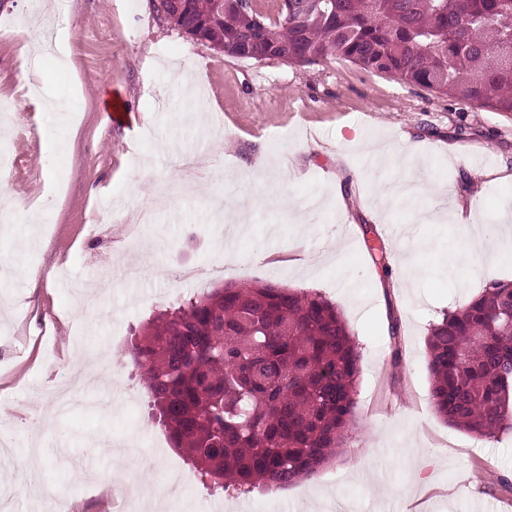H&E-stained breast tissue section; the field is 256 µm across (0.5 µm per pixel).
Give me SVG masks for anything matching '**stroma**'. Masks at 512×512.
<instances>
[{
	"label": "stroma",
	"mask_w": 512,
	"mask_h": 512,
	"mask_svg": "<svg viewBox=\"0 0 512 512\" xmlns=\"http://www.w3.org/2000/svg\"><path fill=\"white\" fill-rule=\"evenodd\" d=\"M54 2L0 0L1 21H50L63 33L67 64L41 65V95L78 121L26 97L20 45L1 35L0 104L16 120L0 146L14 160L5 178L17 206L0 218V512H47L23 463L34 448L40 475L77 512H146L148 498L156 512H512V432L488 446L436 415L425 344L444 312L488 280L512 279V185L494 181L512 168V112L339 57H230L174 27L153 0H65L58 13ZM357 132L391 145L398 166H370ZM262 157L272 163L263 183H246ZM161 182L174 190L170 207L127 239L123 225ZM475 196L476 224L503 254L452 276L445 257L458 229L418 223L414 211ZM94 224L111 227V242L93 237ZM212 264L197 289L178 275ZM250 279L339 308L361 348L359 425L314 477L228 496L185 483L193 468L149 417L128 349L168 303ZM88 366L100 386L55 416L57 391ZM105 438L142 448L139 489L123 492L131 467Z\"/></svg>",
	"instance_id": "stroma-1"
}]
</instances>
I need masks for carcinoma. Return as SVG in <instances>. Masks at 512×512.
<instances>
[{
	"label": "carcinoma",
	"mask_w": 512,
	"mask_h": 512,
	"mask_svg": "<svg viewBox=\"0 0 512 512\" xmlns=\"http://www.w3.org/2000/svg\"><path fill=\"white\" fill-rule=\"evenodd\" d=\"M185 0L178 28L220 52L339 56L465 103L512 112V0ZM430 396L448 425L512 431V281L432 325ZM153 414L206 488L280 490L340 458L358 426V344L332 302L260 280L159 313L129 353Z\"/></svg>",
	"instance_id": "1"
}]
</instances>
